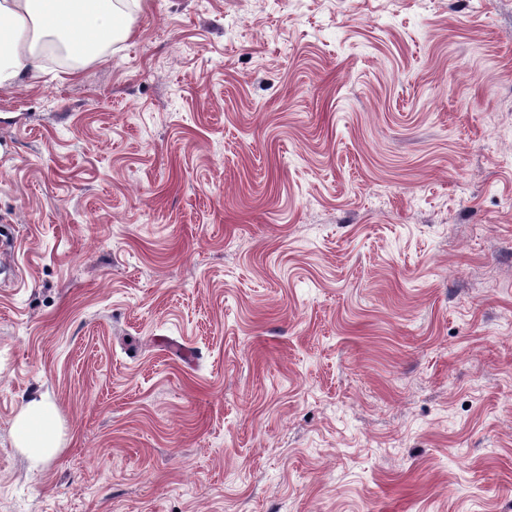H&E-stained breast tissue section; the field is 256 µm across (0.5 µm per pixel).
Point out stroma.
Listing matches in <instances>:
<instances>
[{
    "instance_id": "obj_1",
    "label": "stroma",
    "mask_w": 512,
    "mask_h": 512,
    "mask_svg": "<svg viewBox=\"0 0 512 512\" xmlns=\"http://www.w3.org/2000/svg\"><path fill=\"white\" fill-rule=\"evenodd\" d=\"M127 24L0 91V512H512V0ZM50 412V406L44 400H29L15 425L17 440L22 447L29 449L34 467L55 453V442L46 430Z\"/></svg>"
}]
</instances>
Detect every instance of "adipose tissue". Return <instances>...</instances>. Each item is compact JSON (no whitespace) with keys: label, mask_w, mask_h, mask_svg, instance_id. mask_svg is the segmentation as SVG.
<instances>
[{"label":"adipose tissue","mask_w":512,"mask_h":512,"mask_svg":"<svg viewBox=\"0 0 512 512\" xmlns=\"http://www.w3.org/2000/svg\"><path fill=\"white\" fill-rule=\"evenodd\" d=\"M124 17L115 0H0V88L35 79L46 44L63 43L79 61L95 56L116 36L130 34ZM49 418V404L32 399L15 425L19 444L36 466L55 452L46 430Z\"/></svg>","instance_id":"ef3b65f1"}]
</instances>
